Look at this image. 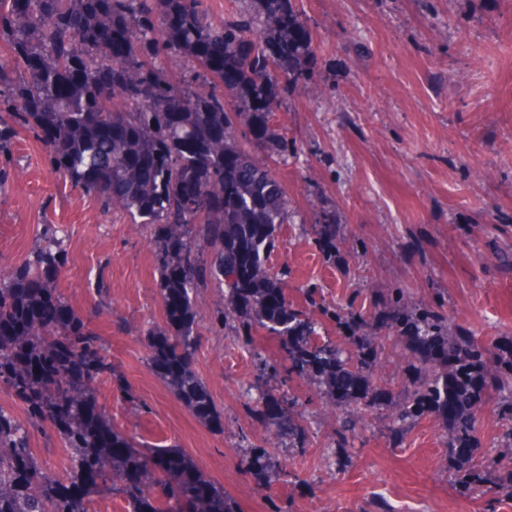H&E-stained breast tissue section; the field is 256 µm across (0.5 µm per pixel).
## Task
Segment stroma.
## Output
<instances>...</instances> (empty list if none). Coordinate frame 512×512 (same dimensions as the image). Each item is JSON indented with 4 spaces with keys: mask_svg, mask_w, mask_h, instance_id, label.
Returning a JSON list of instances; mask_svg holds the SVG:
<instances>
[{
    "mask_svg": "<svg viewBox=\"0 0 512 512\" xmlns=\"http://www.w3.org/2000/svg\"><path fill=\"white\" fill-rule=\"evenodd\" d=\"M308 25L310 78L284 95L272 122L292 147L260 160L285 188L291 218L268 265L287 268L284 292L306 308L305 290L330 303L357 295L373 310L381 291L406 288L485 342L512 336V0H292ZM13 181L0 193V274L33 249L41 224L68 232L69 263L58 286L90 315L112 371L97 400L143 447L185 449L224 488L237 512H512L492 493L451 486L450 428L430 415L402 438L390 408L367 415L350 447L334 448L337 405L295 381L308 433L292 448L259 422L240 396L254 358L280 357L257 333L253 349L212 325L224 290L208 283L196 300L195 366L223 426L196 419L156 376L141 331L161 321L156 246L128 217L102 214L44 163L20 135ZM336 215L342 263H325L312 231ZM268 448L279 474L265 481L239 464L242 442Z\"/></svg>",
    "mask_w": 512,
    "mask_h": 512,
    "instance_id": "obj_1",
    "label": "stroma"
}]
</instances>
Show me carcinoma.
Masks as SVG:
<instances>
[{
    "instance_id": "1",
    "label": "carcinoma",
    "mask_w": 512,
    "mask_h": 512,
    "mask_svg": "<svg viewBox=\"0 0 512 512\" xmlns=\"http://www.w3.org/2000/svg\"><path fill=\"white\" fill-rule=\"evenodd\" d=\"M259 11L257 27L243 15L211 18L204 0H0V192L14 140L27 132L51 170L102 213L149 229L164 320L147 323L142 339L155 374L203 424L223 426L194 363L195 298L214 280L224 287L215 326L247 347L259 331L281 342L283 361L256 355L244 394L288 447L305 439L303 405L288 389L295 380L347 407L337 416L340 448L364 415L390 406L396 438L426 414L451 422L456 458L474 447L493 399L506 426L502 450L455 468L452 487L512 499V337L478 343L442 312L411 303L405 288L388 289L370 314L318 300L314 288L309 309H296L283 289L287 272L268 266L289 206L256 150L271 143L288 154L273 112L313 50L291 0H259ZM175 57L190 75L171 76L165 63ZM242 116L249 147L237 136ZM312 230L336 261V224L325 216ZM67 263L66 235L44 224L29 256L0 274V385L33 426L58 436L69 464L65 482L44 475L29 429L0 407V512H89L96 495L123 500L127 512H161L156 486L169 512H236L184 449L147 456L98 406L96 385L111 364L90 320L58 288ZM328 324L348 334L331 336ZM394 335L419 362L395 398L372 375ZM240 458L277 474L266 448L250 443Z\"/></svg>"
}]
</instances>
